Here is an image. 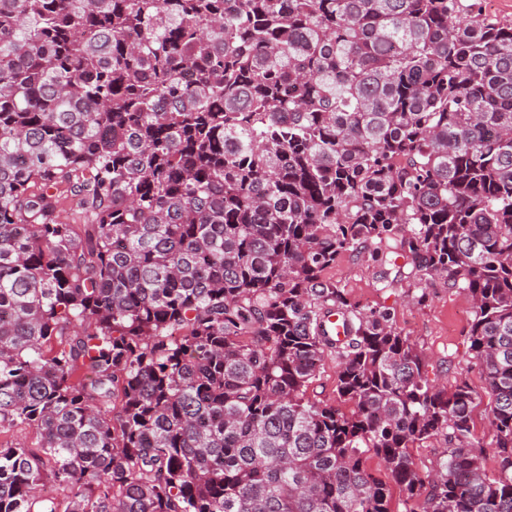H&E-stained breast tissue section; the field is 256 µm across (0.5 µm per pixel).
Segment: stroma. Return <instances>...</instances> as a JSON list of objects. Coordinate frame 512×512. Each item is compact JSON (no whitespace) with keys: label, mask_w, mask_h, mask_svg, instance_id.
I'll return each mask as SVG.
<instances>
[{"label":"stroma","mask_w":512,"mask_h":512,"mask_svg":"<svg viewBox=\"0 0 512 512\" xmlns=\"http://www.w3.org/2000/svg\"><path fill=\"white\" fill-rule=\"evenodd\" d=\"M376 270V263L347 254L328 270L327 276L365 308L381 305L392 308L397 327L417 342L431 370H438L440 364L448 360L464 368L480 399L473 416L474 434L484 446H491L493 432L488 416L485 369L482 361L470 351L467 339L472 319L470 301L441 283L431 288L429 299L423 304L417 303L414 290L405 286L383 294L374 286Z\"/></svg>","instance_id":"obj_1"}]
</instances>
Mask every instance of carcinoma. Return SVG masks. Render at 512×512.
Masks as SVG:
<instances>
[{"label":"carcinoma","instance_id":"cac0c4a2","mask_svg":"<svg viewBox=\"0 0 512 512\" xmlns=\"http://www.w3.org/2000/svg\"><path fill=\"white\" fill-rule=\"evenodd\" d=\"M365 253L382 293L472 301L494 448L463 369L440 385L391 308L326 278ZM329 356L337 405L313 394ZM19 427L37 442L0 440V512H512V20L0 0V435Z\"/></svg>","mask_w":512,"mask_h":512}]
</instances>
